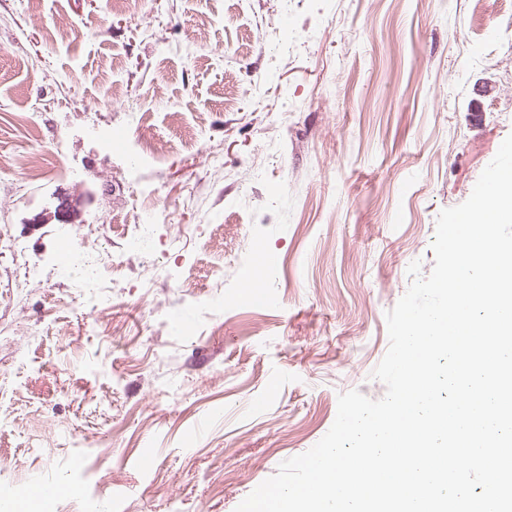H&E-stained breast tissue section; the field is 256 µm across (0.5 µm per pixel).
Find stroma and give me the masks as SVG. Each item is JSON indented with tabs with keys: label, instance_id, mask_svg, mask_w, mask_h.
<instances>
[{
	"label": "stroma",
	"instance_id": "obj_1",
	"mask_svg": "<svg viewBox=\"0 0 512 512\" xmlns=\"http://www.w3.org/2000/svg\"><path fill=\"white\" fill-rule=\"evenodd\" d=\"M511 133L512 0H0V486L235 512L340 394L384 396L407 268Z\"/></svg>",
	"mask_w": 512,
	"mask_h": 512
}]
</instances>
